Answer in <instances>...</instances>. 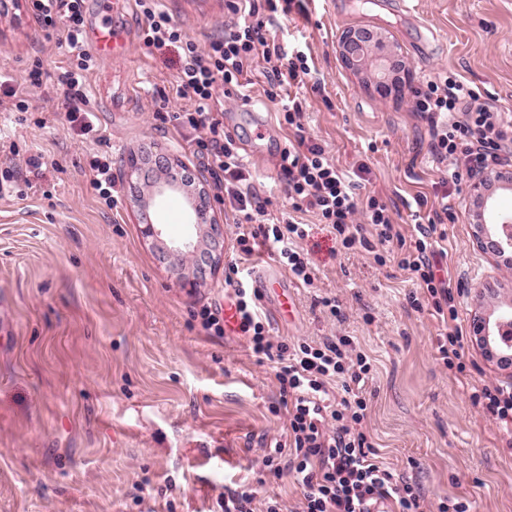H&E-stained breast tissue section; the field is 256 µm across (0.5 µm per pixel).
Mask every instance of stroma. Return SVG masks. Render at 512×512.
Here are the masks:
<instances>
[{
	"mask_svg": "<svg viewBox=\"0 0 512 512\" xmlns=\"http://www.w3.org/2000/svg\"><path fill=\"white\" fill-rule=\"evenodd\" d=\"M200 47L231 24L225 0H161ZM305 13L277 16L270 33L307 55L313 82L299 91L309 136L343 172L369 169L359 196L385 202L404 236L438 212L445 232L441 263L458 288L457 327L470 332L475 311L512 307V278L473 242L477 207L468 192H446L448 164L428 152V125L409 96L380 97L375 67L347 68L340 34L366 27L403 58L411 85L451 75L481 100L512 114V0H304ZM86 29L112 30L124 43L88 72L89 108L112 145L119 190L109 207L90 180L99 147L70 127L57 76L66 57L56 36L28 14L0 15V73L23 82L34 56L48 73L30 88L28 112L0 94V175L42 154L30 186L0 189V512H222L227 490L256 487L298 512L291 476L263 466L265 449L285 433L276 365L257 361L245 336L209 335L202 306L223 308L224 279L235 259V215L217 198L210 214L224 226V262L186 287L159 249L200 240L185 194L153 196L128 176L130 154L176 158L203 172L182 132L156 119L157 100L187 108L175 94V48L149 52L133 0H87ZM254 75L251 104L224 102V127L241 148L260 146L249 163L274 214L292 205L277 157L287 143L278 102ZM274 124L256 138L254 112ZM303 246L315 264L314 287L293 286L285 305L262 304L276 336L289 341L352 337L370 358L363 389L366 424L381 461L408 477L424 512L465 502L469 512H512V449L470 395L483 385H512V364L466 344V375L447 369L437 340L449 327L430 308L415 309L422 288L387 246L338 251L317 216ZM159 225L152 242L142 224ZM335 299L341 317L323 298Z\"/></svg>",
	"mask_w": 512,
	"mask_h": 512,
	"instance_id": "stroma-1",
	"label": "stroma"
}]
</instances>
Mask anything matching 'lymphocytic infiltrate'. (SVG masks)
Wrapping results in <instances>:
<instances>
[{"label":"lymphocytic infiltrate","mask_w":512,"mask_h":512,"mask_svg":"<svg viewBox=\"0 0 512 512\" xmlns=\"http://www.w3.org/2000/svg\"><path fill=\"white\" fill-rule=\"evenodd\" d=\"M84 0H27L26 9L44 30L57 34L67 54L58 75L65 117L98 146L109 138L88 110L86 75L97 64L85 30ZM145 19L140 38L145 48H180L178 97L190 101L179 112H157L163 122H173L185 133L194 154L201 158L214 185L232 211L242 218L237 226V258L231 266L233 303L239 330L247 336L257 359L276 362L282 404L288 414L287 457L266 454L263 465L274 476L291 475L301 488V512H366L373 499H384L397 512H422L419 495L403 476L375 460L373 445L363 427L366 398L360 387L372 366L347 336L319 343H288L270 334V322L260 306V296L250 279L248 261L263 245L302 286L314 283L313 269L302 248L309 231L293 219L270 217L268 199L257 192L235 139L224 130V99L220 88L229 86L241 103H249L250 74L256 58H263L270 83L269 98L305 84L312 72L305 55H288L266 25L277 13H290L295 0H226L234 17L222 38L201 49L175 24L159 0H135ZM414 109L431 134L430 152L439 162H453L449 179L461 187L477 169L489 168L499 153L512 148V119L495 104L479 101L463 82L444 78L410 88ZM284 121L290 130L287 148L280 153V177L288 188L294 211L315 212L330 226L344 249L359 243L356 213H363L380 243H395L399 265L426 289L437 316H455L456 297L450 279L437 273L432 232L421 229L414 241L395 229L389 209L376 197L358 199L354 184L326 156L323 145L307 136L301 121L302 102L284 98ZM345 393L340 401L330 397V385ZM489 419L506 426L512 447V388L483 386L471 395Z\"/></svg>","instance_id":"lymphocytic-infiltrate-1"}]
</instances>
